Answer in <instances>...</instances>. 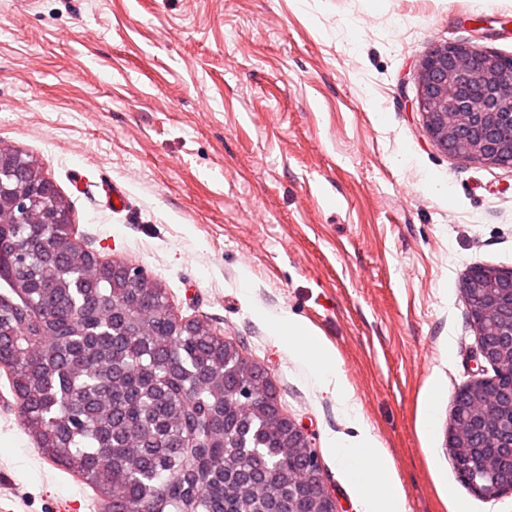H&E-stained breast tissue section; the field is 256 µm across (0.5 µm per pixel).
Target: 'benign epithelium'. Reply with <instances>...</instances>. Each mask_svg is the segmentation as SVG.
<instances>
[{"label": "benign epithelium", "instance_id": "7a95c632", "mask_svg": "<svg viewBox=\"0 0 512 512\" xmlns=\"http://www.w3.org/2000/svg\"><path fill=\"white\" fill-rule=\"evenodd\" d=\"M418 105L429 136L458 158L512 167V140L502 136L512 128V62L504 65L479 45L462 42L436 46L419 71ZM27 224L52 222V207L37 210L26 197L13 199ZM479 284L467 290L474 324L485 339L478 341L475 359L493 363L497 346L512 348V271L490 272L484 268L469 274ZM486 378L474 376L466 386L469 395L454 404L448 430V448L462 452L460 476L475 493L512 491V410L495 407L512 404V368L505 386L474 396ZM276 425L288 427L303 447L311 442L302 427L286 416Z\"/></svg>", "mask_w": 512, "mask_h": 512}]
</instances>
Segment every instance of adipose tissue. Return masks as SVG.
<instances>
[{"label": "adipose tissue", "mask_w": 512, "mask_h": 512, "mask_svg": "<svg viewBox=\"0 0 512 512\" xmlns=\"http://www.w3.org/2000/svg\"><path fill=\"white\" fill-rule=\"evenodd\" d=\"M337 458L342 468L352 475L353 488L364 512H404L403 493L386 471L385 454L381 449H343L338 451Z\"/></svg>", "instance_id": "1"}]
</instances>
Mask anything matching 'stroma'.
<instances>
[{
    "instance_id": "35a3bbf8",
    "label": "stroma",
    "mask_w": 512,
    "mask_h": 512,
    "mask_svg": "<svg viewBox=\"0 0 512 512\" xmlns=\"http://www.w3.org/2000/svg\"><path fill=\"white\" fill-rule=\"evenodd\" d=\"M464 41L512 58V0H0V142L70 202L77 246L266 370L338 512L363 506L336 449L368 439L406 512H512L448 454L455 390L493 374L462 282L512 270V170L446 154L418 107L422 61ZM64 504L103 512L0 366V512Z\"/></svg>"
}]
</instances>
